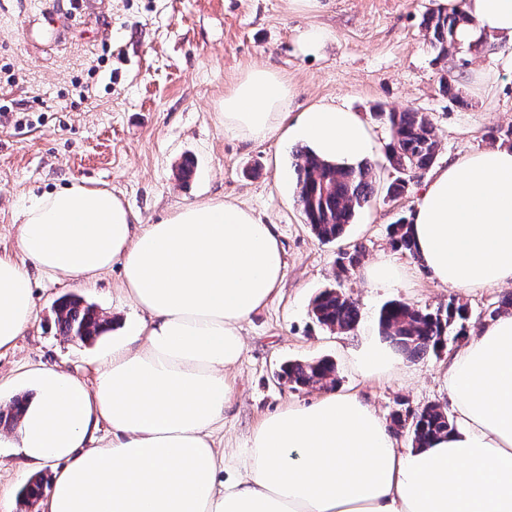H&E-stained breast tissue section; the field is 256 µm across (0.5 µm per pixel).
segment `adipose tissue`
<instances>
[{"label":"adipose tissue","mask_w":512,"mask_h":512,"mask_svg":"<svg viewBox=\"0 0 512 512\" xmlns=\"http://www.w3.org/2000/svg\"><path fill=\"white\" fill-rule=\"evenodd\" d=\"M464 13L458 36L512 45V0H434ZM294 88L251 68L224 96V133L277 136L339 166L372 157L371 126L342 103L291 114ZM433 279L478 291L512 283V146L438 168L410 225ZM17 255H0V354L36 316L33 274L91 284L121 269L138 315L107 343L92 379L36 364L15 375L33 394L0 432L19 474L49 469L37 512H512V315L481 328L442 374L454 427L396 448L357 394L329 391L263 418L248 445L224 446L241 325L278 294L284 252L274 225L211 198L143 223L110 189L72 181L31 197ZM400 364L377 336L355 353L362 377Z\"/></svg>","instance_id":"1"}]
</instances>
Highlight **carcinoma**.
<instances>
[{
    "instance_id": "obj_1",
    "label": "carcinoma",
    "mask_w": 512,
    "mask_h": 512,
    "mask_svg": "<svg viewBox=\"0 0 512 512\" xmlns=\"http://www.w3.org/2000/svg\"><path fill=\"white\" fill-rule=\"evenodd\" d=\"M466 22L462 15L429 11L423 16L422 27L431 37L436 60L452 55L460 44L456 35ZM377 116L390 127L391 141L386 160L395 178L385 187V196L396 200L408 192L411 180L429 170L438 155L435 128L424 112L408 109L402 112L381 111ZM296 188L295 204L306 223L319 240L334 242L343 237L357 209L372 201L375 177L372 165L339 167L312 155L305 148L295 150ZM409 222L402 219L390 225L394 247L411 256L415 247L408 234ZM312 312L316 321L334 331L350 332L360 321L355 302L336 288L326 289L315 297ZM470 319L468 306L456 298L433 312L423 311L402 301L385 304L379 313V332L392 344L410 356L440 352L448 340H463L467 336L466 323ZM61 335L69 340L88 341L99 335L102 319L91 306L69 298H61L56 311ZM284 373L288 382L302 387H327L337 383L336 365L324 358L312 362L288 364ZM392 429H407L416 447L448 431L453 420L437 405L414 412L396 410L390 414Z\"/></svg>"
}]
</instances>
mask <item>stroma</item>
Instances as JSON below:
<instances>
[{
    "instance_id": "stroma-1",
    "label": "stroma",
    "mask_w": 512,
    "mask_h": 512,
    "mask_svg": "<svg viewBox=\"0 0 512 512\" xmlns=\"http://www.w3.org/2000/svg\"><path fill=\"white\" fill-rule=\"evenodd\" d=\"M430 0H327L315 13L293 11L289 0H0V253L16 251L21 207L29 197L73 180L112 189L155 224L174 209L208 198L249 206L277 227L285 256L279 294L246 321L245 352L234 370L235 396L224 415V445L246 447L267 414L307 403L318 389L283 376L292 362L331 359L337 392L359 394L381 415L429 405L450 410L439 372L462 349L406 357L400 369L366 380L352 352L359 331L320 326L314 298L338 288L353 299L362 321L398 300L430 311L456 297L471 311L469 329L488 324L486 311L512 285L465 292L435 282L414 258L396 251L390 224L411 217L429 173L397 200L376 197L356 211L346 235L321 242L294 202L296 159L278 138L244 143L225 136L224 94L252 67L285 73L292 111L342 102L370 124L381 147L371 159L380 184L392 177L384 146L391 132L376 114L412 108L427 113L439 141L437 165L491 145V131L512 127V46L490 41L445 61L421 27ZM316 25L333 41L314 55L295 48L300 30ZM455 76L460 100L443 96L442 75ZM196 162L189 182L178 178L184 156ZM360 245L363 262L384 255L405 273L395 288H370L361 268L341 272V251ZM121 270L85 287L33 275L37 318L0 374L25 364H61L91 375L101 341L61 336L54 305L73 296L108 319L134 312L119 293Z\"/></svg>"
}]
</instances>
